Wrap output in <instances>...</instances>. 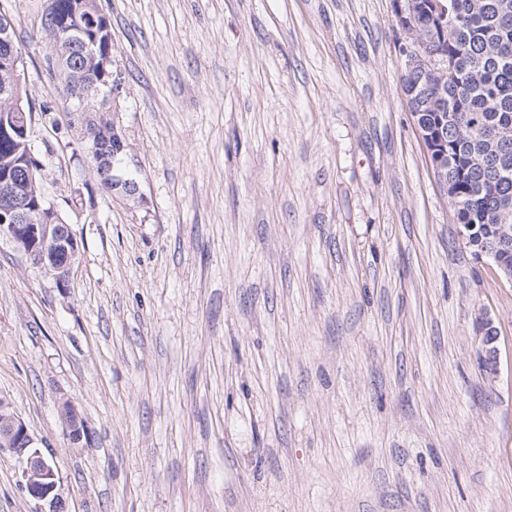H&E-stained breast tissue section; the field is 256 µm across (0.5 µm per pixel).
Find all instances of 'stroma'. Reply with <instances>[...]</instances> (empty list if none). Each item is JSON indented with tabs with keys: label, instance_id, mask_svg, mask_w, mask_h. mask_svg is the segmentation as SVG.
<instances>
[{
	"label": "stroma",
	"instance_id": "stroma-1",
	"mask_svg": "<svg viewBox=\"0 0 512 512\" xmlns=\"http://www.w3.org/2000/svg\"><path fill=\"white\" fill-rule=\"evenodd\" d=\"M98 4L135 199L48 74L46 0L10 2L80 253L61 287L0 242V399L67 512H512V282L436 181L393 0ZM36 506L0 453V512ZM61 418L72 443H80L86 434L84 423L76 411L69 405L61 407Z\"/></svg>",
	"mask_w": 512,
	"mask_h": 512
}]
</instances>
